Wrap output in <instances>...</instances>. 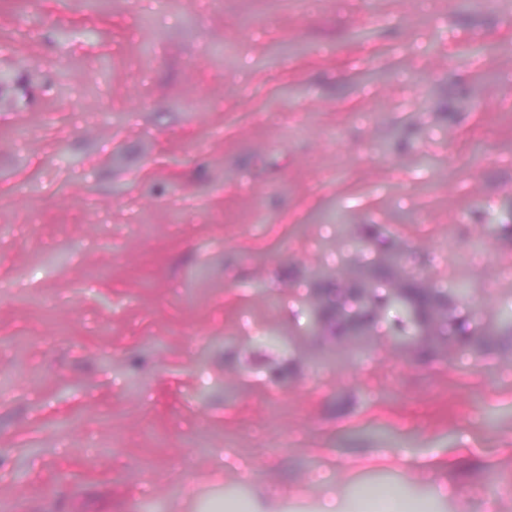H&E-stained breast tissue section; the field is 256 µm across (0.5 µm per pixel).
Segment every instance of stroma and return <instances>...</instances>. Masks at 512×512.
I'll return each mask as SVG.
<instances>
[{
    "instance_id": "1",
    "label": "stroma",
    "mask_w": 512,
    "mask_h": 512,
    "mask_svg": "<svg viewBox=\"0 0 512 512\" xmlns=\"http://www.w3.org/2000/svg\"><path fill=\"white\" fill-rule=\"evenodd\" d=\"M0 512H512V337L311 308L375 251L512 311V0H0Z\"/></svg>"
}]
</instances>
